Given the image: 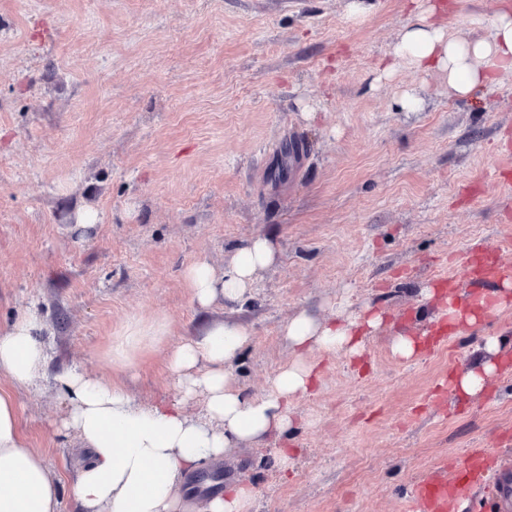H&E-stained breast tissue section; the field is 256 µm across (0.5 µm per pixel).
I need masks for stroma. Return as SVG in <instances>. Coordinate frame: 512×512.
I'll return each instance as SVG.
<instances>
[{"label":"stroma","mask_w":512,"mask_h":512,"mask_svg":"<svg viewBox=\"0 0 512 512\" xmlns=\"http://www.w3.org/2000/svg\"><path fill=\"white\" fill-rule=\"evenodd\" d=\"M0 0V327L43 319L51 359L38 386L0 374L30 448L63 484L80 457L60 423L55 378L77 369L123 384L143 405L177 397L167 353L213 321L246 325L231 369L253 395L294 358L280 334L317 319L382 314L362 358L322 360L294 403L288 438L227 449L186 476L204 499L211 472L251 487L252 512H413L418 482L468 451L512 468V78L483 101L446 75L383 72L413 15L408 0ZM504 0H457L454 37L489 36ZM416 91L420 105L398 101ZM100 221L72 225L86 208ZM267 237L273 264L231 304H195L184 269L228 265ZM485 299L476 326L417 356L440 300L425 286ZM165 321L162 344L130 365L111 349L127 325ZM504 366L482 394L453 397L487 339ZM288 461H280L279 449Z\"/></svg>","instance_id":"stroma-1"}]
</instances>
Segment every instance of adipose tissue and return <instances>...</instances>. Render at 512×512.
I'll return each mask as SVG.
<instances>
[{
	"mask_svg": "<svg viewBox=\"0 0 512 512\" xmlns=\"http://www.w3.org/2000/svg\"><path fill=\"white\" fill-rule=\"evenodd\" d=\"M446 9L442 0H432L425 9L413 0L415 20L381 65L387 73L403 64L420 73H446L457 96L479 101L484 90L512 76V9H502L490 36L478 40L449 36L433 23V16ZM273 261L268 240L257 236L239 247L223 270L203 259L190 264L184 282L199 306L237 302L250 293L255 273ZM382 322L377 313L330 321L297 313L281 330L296 358L274 374L260 396L230 379L229 369L251 336L236 322L207 324L197 336L169 350V368L180 394L169 405L139 404L122 384L105 376L76 369L59 374L57 382L70 399L62 426L90 454L73 482L81 512H195L194 503L179 490L182 476L223 459L226 449L287 435L294 424L295 400L309 395L317 379V366L307 361V353L360 357L365 337ZM42 331L43 322L33 312L0 329V373L19 385H38L48 362ZM484 351L468 368L451 375L448 386L454 395L473 397L485 390L498 369L501 345L488 340ZM198 395L204 411L189 416L183 403ZM0 512H60L59 484L43 456L28 447L13 396L1 390Z\"/></svg>",
	"mask_w": 512,
	"mask_h": 512,
	"instance_id": "1",
	"label": "adipose tissue"
}]
</instances>
